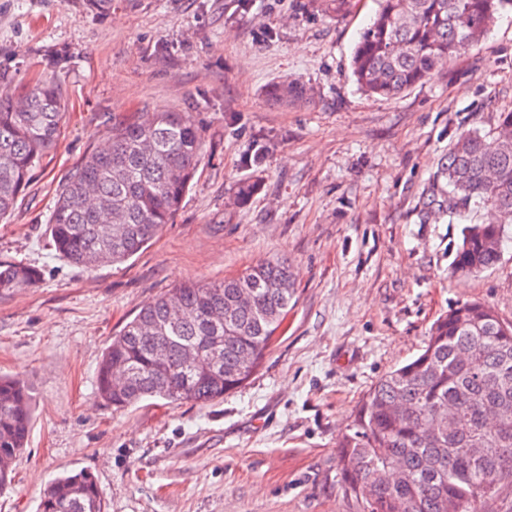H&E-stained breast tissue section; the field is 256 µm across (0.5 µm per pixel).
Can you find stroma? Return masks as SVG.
<instances>
[{
	"label": "stroma",
	"mask_w": 512,
	"mask_h": 512,
	"mask_svg": "<svg viewBox=\"0 0 512 512\" xmlns=\"http://www.w3.org/2000/svg\"><path fill=\"white\" fill-rule=\"evenodd\" d=\"M376 0H0V96L39 81L68 105L57 146L0 219V262L42 271L0 293V374L34 398L25 452L0 512H38L56 477L91 473L105 512H360L337 443L378 379L417 356L456 304L479 301L512 322V242L499 262L450 265L478 202L442 223L416 207L460 132L489 133L512 111V13L447 69L401 96L363 93L351 54ZM62 49L63 70L43 69ZM302 84L279 105L266 89ZM192 110L204 158L172 223L122 264L58 257L47 220L70 173L113 121ZM254 190L238 201L241 183ZM287 260L296 294L258 369L208 403L98 396L110 339L144 303L182 283L238 277ZM266 94L269 99L280 104L303 102L306 99L304 90L290 81L272 84L267 88Z\"/></svg>",
	"instance_id": "1"
}]
</instances>
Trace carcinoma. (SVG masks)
Here are the masks:
<instances>
[{"label": "carcinoma", "mask_w": 512, "mask_h": 512, "mask_svg": "<svg viewBox=\"0 0 512 512\" xmlns=\"http://www.w3.org/2000/svg\"><path fill=\"white\" fill-rule=\"evenodd\" d=\"M351 58L357 85L394 98L430 79L477 44L512 0H378ZM280 104L305 100L296 83L266 90ZM65 114L56 83L0 100V217L17 205L36 161L55 148ZM188 110L143 112L112 123L109 143L87 154L62 187L48 219L53 247L75 266L123 263L146 248L180 208L203 155ZM419 204V223L442 221L476 200L487 224L463 229L452 272L472 275L500 260L512 224V112L493 141L463 132ZM41 270L0 263V292L32 287ZM294 282L284 260H263L220 283L188 282L144 303L105 348L99 396L113 407L146 397L207 403L256 370L288 314ZM218 349L219 369L182 364L187 351ZM31 394L0 376V491L25 451ZM493 449L478 459L470 442ZM346 491L363 512H483L512 488V324L479 302L448 310L422 352L383 375L359 405L337 448ZM499 485L483 490L489 475ZM39 512H104L94 477L64 475L42 493Z\"/></svg>", "instance_id": "1"}]
</instances>
